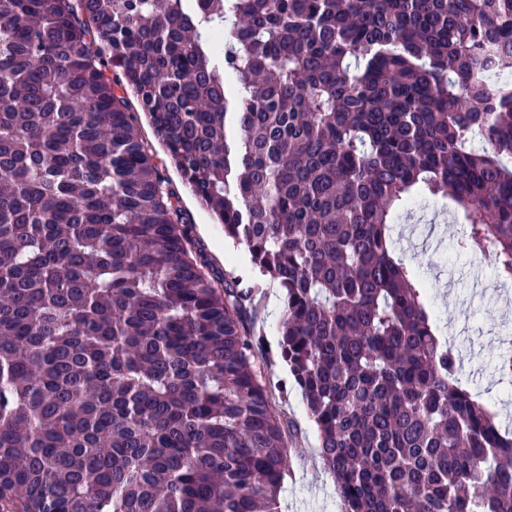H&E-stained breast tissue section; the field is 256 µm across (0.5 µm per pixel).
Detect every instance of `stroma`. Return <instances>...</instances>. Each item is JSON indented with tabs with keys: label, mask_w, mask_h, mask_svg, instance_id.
<instances>
[{
	"label": "stroma",
	"mask_w": 512,
	"mask_h": 512,
	"mask_svg": "<svg viewBox=\"0 0 512 512\" xmlns=\"http://www.w3.org/2000/svg\"><path fill=\"white\" fill-rule=\"evenodd\" d=\"M182 207L197 237L217 263L245 285L257 287L266 348L262 375L273 390L278 412L297 430L289 444L288 473L280 493V512H341L342 505L318 456V433L298 389L280 393L288 368L277 354L278 323L283 308L279 288L254 269L244 245L225 239L189 190H182ZM420 217V233L401 240L407 258L422 276L435 321L444 338L460 351L468 389L512 423V379L499 375V360L512 354V283H501L492 264L474 268L471 256L458 253L459 227L446 210L420 200L412 206Z\"/></svg>",
	"instance_id": "35a3bbf8"
}]
</instances>
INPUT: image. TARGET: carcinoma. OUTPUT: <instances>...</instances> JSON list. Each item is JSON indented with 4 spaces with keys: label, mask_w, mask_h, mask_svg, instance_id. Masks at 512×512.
I'll use <instances>...</instances> for the list:
<instances>
[{
    "label": "carcinoma",
    "mask_w": 512,
    "mask_h": 512,
    "mask_svg": "<svg viewBox=\"0 0 512 512\" xmlns=\"http://www.w3.org/2000/svg\"><path fill=\"white\" fill-rule=\"evenodd\" d=\"M506 72L512 0H0V500L279 512L256 289L184 223L144 114L280 288L344 512H512V432L393 238L432 200L512 281Z\"/></svg>",
    "instance_id": "cac0c4a2"
}]
</instances>
